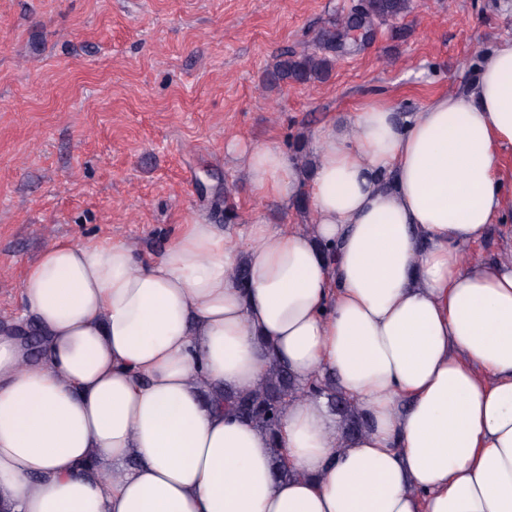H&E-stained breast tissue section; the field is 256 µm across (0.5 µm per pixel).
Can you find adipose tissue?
Wrapping results in <instances>:
<instances>
[{
  "label": "adipose tissue",
  "mask_w": 512,
  "mask_h": 512,
  "mask_svg": "<svg viewBox=\"0 0 512 512\" xmlns=\"http://www.w3.org/2000/svg\"><path fill=\"white\" fill-rule=\"evenodd\" d=\"M314 144L309 173L225 145L308 225L238 238L198 213L149 260L56 241L26 268L43 355L0 331V512H512V38L463 90L414 112L369 96ZM493 224L495 258L473 260ZM273 360L332 377L365 428L301 394L272 437L205 399Z\"/></svg>",
  "instance_id": "1"
}]
</instances>
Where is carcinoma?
<instances>
[{
  "label": "carcinoma",
  "instance_id": "carcinoma-1",
  "mask_svg": "<svg viewBox=\"0 0 512 512\" xmlns=\"http://www.w3.org/2000/svg\"><path fill=\"white\" fill-rule=\"evenodd\" d=\"M413 0H361L353 12L342 13L331 24L328 41L344 38L358 29L371 31L381 22L395 20L408 14ZM335 57L327 52L322 39L304 47L300 52H282L267 73V85H311L326 80L334 67ZM299 393V385L288 370L277 363L270 365L264 379L253 390L237 393L210 391L206 397L224 405L238 418L276 435L283 408ZM311 396H325L341 418L345 434L350 436L365 427V421L350 399L317 380L307 390Z\"/></svg>",
  "mask_w": 512,
  "mask_h": 512
}]
</instances>
